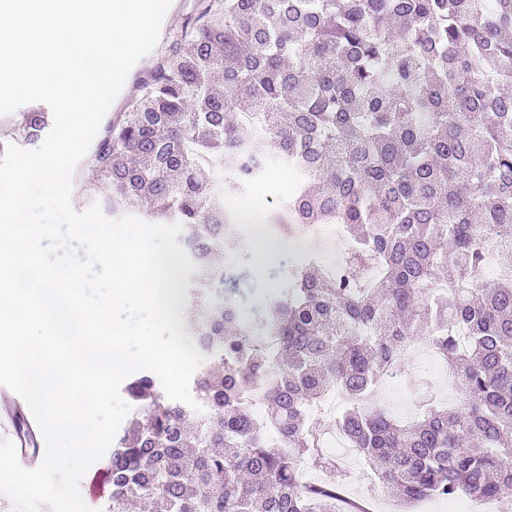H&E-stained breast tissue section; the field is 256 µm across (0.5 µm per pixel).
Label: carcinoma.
<instances>
[{
    "mask_svg": "<svg viewBox=\"0 0 512 512\" xmlns=\"http://www.w3.org/2000/svg\"><path fill=\"white\" fill-rule=\"evenodd\" d=\"M100 134L114 215L182 225L196 282L251 250L224 207L281 162L301 182L272 216L291 235L342 224L338 275L306 260L251 316L194 289L202 410L140 373L107 462V512H337L326 431L357 449L398 512L512 493V0H195L181 33ZM49 124L20 113L19 137ZM273 140V157L255 140ZM225 251L224 267L213 262ZM498 264L494 279L486 265ZM467 339L461 346L459 337ZM422 340L460 385L399 421L372 390Z\"/></svg>",
    "mask_w": 512,
    "mask_h": 512,
    "instance_id": "obj_1",
    "label": "carcinoma"
}]
</instances>
